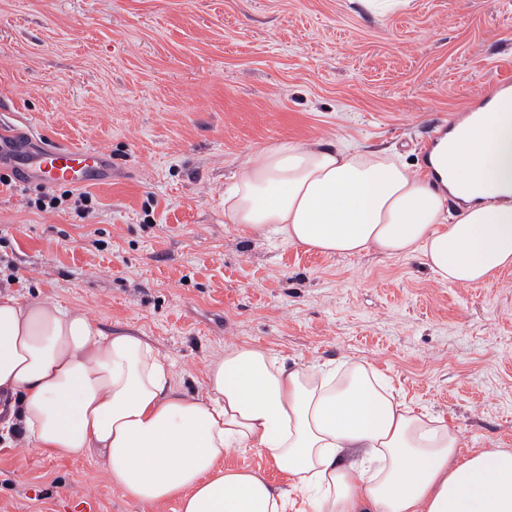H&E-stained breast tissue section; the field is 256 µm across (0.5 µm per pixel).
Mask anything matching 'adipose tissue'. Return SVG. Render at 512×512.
<instances>
[{"label": "adipose tissue", "instance_id": "adipose-tissue-1", "mask_svg": "<svg viewBox=\"0 0 512 512\" xmlns=\"http://www.w3.org/2000/svg\"><path fill=\"white\" fill-rule=\"evenodd\" d=\"M447 194L386 151L282 141L255 148L224 192L243 234L324 255L418 257L443 283L512 266V96L442 147ZM464 204L449 215L448 197ZM0 441L96 458L113 488L179 512H284L285 491L229 448L268 458L309 512H512V448L465 456L459 432L395 399L363 360L287 364L250 344L209 362L202 391L174 388L148 341L105 334L84 311L0 294Z\"/></svg>", "mask_w": 512, "mask_h": 512}]
</instances>
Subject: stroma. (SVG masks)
I'll return each mask as SVG.
<instances>
[{"label":"stroma","instance_id":"obj_1","mask_svg":"<svg viewBox=\"0 0 512 512\" xmlns=\"http://www.w3.org/2000/svg\"><path fill=\"white\" fill-rule=\"evenodd\" d=\"M512 77V0H0V127L108 151L78 213L0 185V292L83 308L199 390L231 344L286 363L370 362L398 397L512 448V268L441 283L420 259L326 256L246 236L224 186L288 140L399 154ZM0 512H179L114 491L96 459L0 449Z\"/></svg>","mask_w":512,"mask_h":512}]
</instances>
